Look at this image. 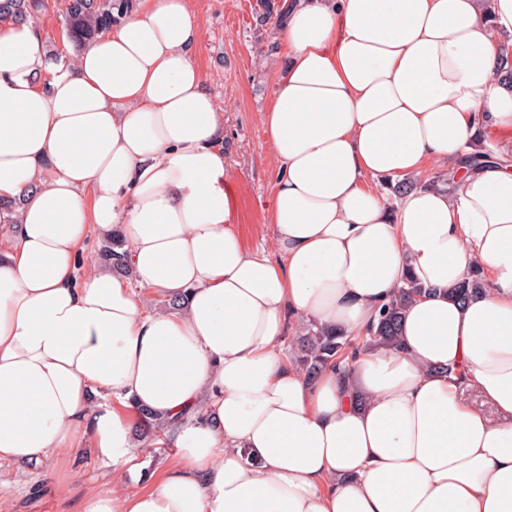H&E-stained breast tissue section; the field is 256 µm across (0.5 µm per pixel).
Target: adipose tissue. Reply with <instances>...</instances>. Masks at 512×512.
I'll return each mask as SVG.
<instances>
[{
  "label": "adipose tissue",
  "mask_w": 512,
  "mask_h": 512,
  "mask_svg": "<svg viewBox=\"0 0 512 512\" xmlns=\"http://www.w3.org/2000/svg\"><path fill=\"white\" fill-rule=\"evenodd\" d=\"M287 2L269 253L232 227L191 0H135L43 88L35 25L0 24V463L91 449L113 486L78 512H512V0ZM491 128L506 152L471 161ZM432 165L453 189L366 185ZM115 232L130 276L79 267ZM475 268L490 289L448 299ZM408 276L431 293L397 346L292 362L291 319L363 333ZM144 411L180 453L119 493ZM403 179H405V177L395 179L380 177L368 178V184L379 192L385 203L393 205L394 202L399 197V194L394 192L393 187L397 186L398 181H401ZM408 188H411L410 185L401 184L397 186L396 190L398 193H401L403 190H406Z\"/></svg>",
  "instance_id": "adipose-tissue-1"
}]
</instances>
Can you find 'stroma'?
Listing matches in <instances>:
<instances>
[{
    "instance_id": "35a3bbf8",
    "label": "stroma",
    "mask_w": 512,
    "mask_h": 512,
    "mask_svg": "<svg viewBox=\"0 0 512 512\" xmlns=\"http://www.w3.org/2000/svg\"><path fill=\"white\" fill-rule=\"evenodd\" d=\"M37 25L46 53H71L62 34L66 0H43ZM203 25L196 61L224 114V190L235 212V229L253 252L270 250L266 222L276 163L261 111L275 91L273 72L286 61L285 44L261 23L259 0H193ZM110 468L93 454L53 466L0 464V498L6 512H77L82 494L103 488Z\"/></svg>"
}]
</instances>
